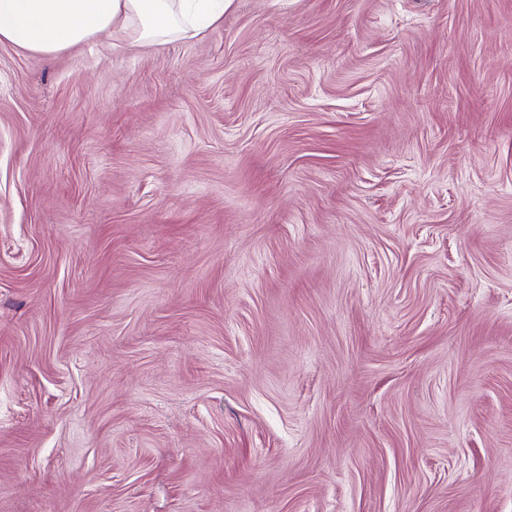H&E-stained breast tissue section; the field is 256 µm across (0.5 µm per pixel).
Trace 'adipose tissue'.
Instances as JSON below:
<instances>
[{
	"instance_id": "ef3b65f1",
	"label": "adipose tissue",
	"mask_w": 512,
	"mask_h": 512,
	"mask_svg": "<svg viewBox=\"0 0 512 512\" xmlns=\"http://www.w3.org/2000/svg\"><path fill=\"white\" fill-rule=\"evenodd\" d=\"M234 0H0V43L53 56L106 40L130 44L188 41L217 25Z\"/></svg>"
}]
</instances>
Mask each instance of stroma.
I'll return each mask as SVG.
<instances>
[{
	"label": "stroma",
	"mask_w": 512,
	"mask_h": 512,
	"mask_svg": "<svg viewBox=\"0 0 512 512\" xmlns=\"http://www.w3.org/2000/svg\"><path fill=\"white\" fill-rule=\"evenodd\" d=\"M0 512H512V0L0 44Z\"/></svg>",
	"instance_id": "35a3bbf8"
}]
</instances>
